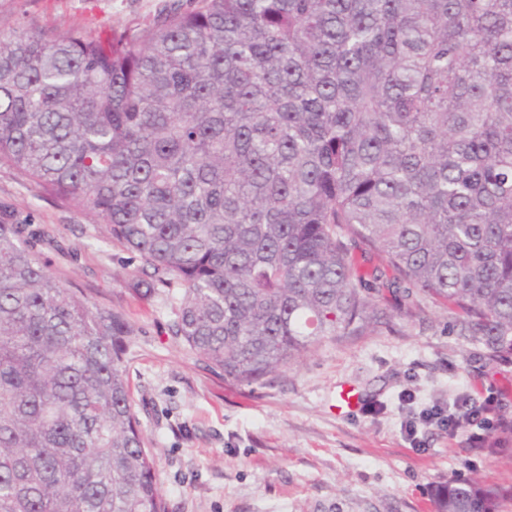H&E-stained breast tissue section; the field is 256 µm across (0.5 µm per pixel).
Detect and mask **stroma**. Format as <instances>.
Returning <instances> with one entry per match:
<instances>
[{"mask_svg":"<svg viewBox=\"0 0 512 512\" xmlns=\"http://www.w3.org/2000/svg\"><path fill=\"white\" fill-rule=\"evenodd\" d=\"M196 0H0V35L81 28L141 35L173 3ZM46 233L37 245L49 271L133 329L125 355L134 410L168 512H436L449 479L475 477L498 489L512 512V446L470 457L420 414L447 408L463 391H512V364L487 363L448 331L443 305L425 321L394 319L363 336L325 340L265 385L240 386L173 336L176 300L137 295L142 263L101 242L92 218L41 196L0 166V218ZM360 407L337 410L342 387ZM417 427L410 446L408 423Z\"/></svg>","mask_w":512,"mask_h":512,"instance_id":"1","label":"stroma"}]
</instances>
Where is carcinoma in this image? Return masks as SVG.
<instances>
[{"mask_svg":"<svg viewBox=\"0 0 512 512\" xmlns=\"http://www.w3.org/2000/svg\"><path fill=\"white\" fill-rule=\"evenodd\" d=\"M182 290L240 385L426 301L512 361V0H197L141 37L0 39V165ZM0 221V512H167L132 329ZM391 276L361 271L350 242ZM453 479L437 512H494Z\"/></svg>","mask_w":512,"mask_h":512,"instance_id":"cac0c4a2","label":"carcinoma"}]
</instances>
